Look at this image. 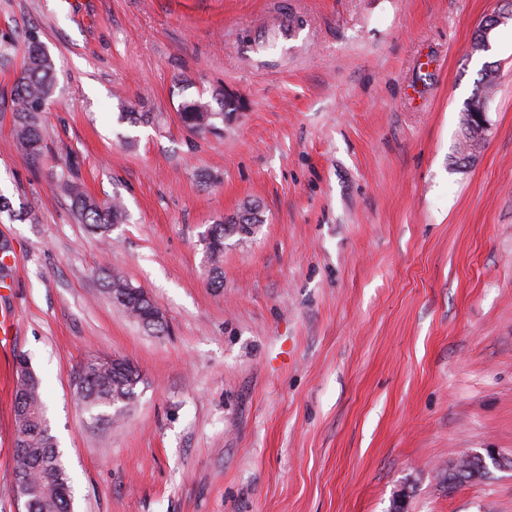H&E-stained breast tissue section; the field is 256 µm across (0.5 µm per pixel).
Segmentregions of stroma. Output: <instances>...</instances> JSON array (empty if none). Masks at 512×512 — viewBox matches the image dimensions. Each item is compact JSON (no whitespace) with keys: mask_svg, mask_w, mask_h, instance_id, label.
<instances>
[{"mask_svg":"<svg viewBox=\"0 0 512 512\" xmlns=\"http://www.w3.org/2000/svg\"><path fill=\"white\" fill-rule=\"evenodd\" d=\"M282 3L293 51L250 52ZM495 12L512 0H0V236L20 260L0 295V512H23L18 354L74 512H512V467L443 480L486 448L512 460V20L471 49ZM32 38L56 69L37 160L12 134ZM215 89L240 110L188 133L179 103ZM476 105L490 127L470 153ZM63 175L123 202L108 243ZM249 202L265 222L225 240L212 287L202 236ZM109 264L166 334L110 301ZM92 357L143 378L98 426L73 394Z\"/></svg>","mask_w":512,"mask_h":512,"instance_id":"stroma-1","label":"stroma"}]
</instances>
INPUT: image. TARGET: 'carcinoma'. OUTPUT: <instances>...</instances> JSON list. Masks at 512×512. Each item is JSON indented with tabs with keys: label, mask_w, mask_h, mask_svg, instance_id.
Segmentation results:
<instances>
[{
	"label": "carcinoma",
	"mask_w": 512,
	"mask_h": 512,
	"mask_svg": "<svg viewBox=\"0 0 512 512\" xmlns=\"http://www.w3.org/2000/svg\"><path fill=\"white\" fill-rule=\"evenodd\" d=\"M55 87V67L51 56L34 38L24 50V60L13 88V134L28 157L35 160L43 150L40 113L51 101ZM240 105L234 98L217 91L212 100L201 97L185 99L178 105L182 125L194 134H215L221 131L218 123L230 119ZM72 206L91 232L106 237L112 225L125 216L123 203L114 199L100 203L85 193L80 185L67 178L60 180ZM239 218L242 224H262L264 215L254 203L245 204L235 217L220 219L203 236L207 257L213 266L212 285L222 287L221 263L224 258V239L231 236L226 224ZM104 286L125 312L145 329L162 333L165 323L154 301L140 288L128 282L118 270L105 269ZM16 386L14 418L17 435L14 444V491L24 512H72V478L46 422L41 380L31 371L23 354L15 356ZM142 382L138 368L127 359L113 361L90 360L78 375L75 397L96 425L110 423L125 415L137 396ZM462 468L448 473V485L483 476L473 469Z\"/></svg>",
	"instance_id": "cac0c4a2"
}]
</instances>
